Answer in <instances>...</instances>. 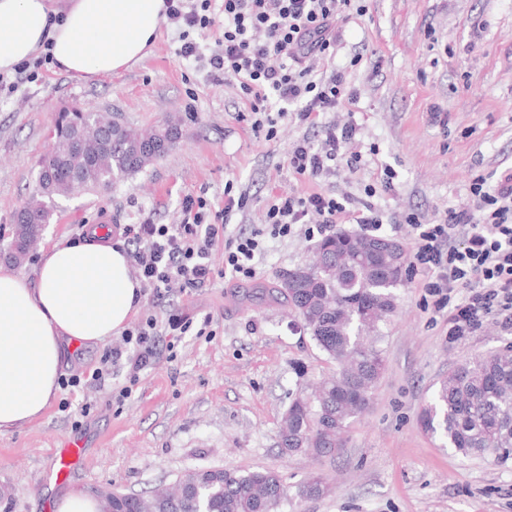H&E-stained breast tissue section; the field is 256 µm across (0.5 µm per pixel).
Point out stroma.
Masks as SVG:
<instances>
[{"label": "stroma", "mask_w": 512, "mask_h": 512, "mask_svg": "<svg viewBox=\"0 0 512 512\" xmlns=\"http://www.w3.org/2000/svg\"><path fill=\"white\" fill-rule=\"evenodd\" d=\"M364 15L339 22L341 43L319 61L316 76L342 69L359 93L355 105L321 114L316 126L278 120L274 138L251 127L249 103L232 81H213L176 54L175 31L161 24L149 54L137 65L89 80L57 67L37 81L0 95V268L34 277L37 256L9 258L14 213L31 194L51 146L58 112L79 106L107 112L137 129L179 116L182 136L162 159L105 194L77 192L55 201L38 248L84 238L100 211L112 217V236L141 219L177 224L186 196L205 195L224 206V185L250 197L233 216L231 232L261 223L273 194L323 189L362 197L377 185L381 233L411 246L413 230L448 209L469 207V183L482 173L512 172V0H360ZM355 122L348 152L362 153L356 170L340 169L312 182L288 169L291 145L320 142L323 126ZM395 173L381 191L384 168ZM316 244L304 230L266 239L251 281L215 278L205 288L144 297L138 319L165 323L179 314L212 333L160 336L155 364L130 383L125 362L113 365L104 388L60 387L43 416L0 434V512H56L73 488L101 487L146 494L183 474L210 467L267 469L296 485L312 476L329 495L284 505L282 512H512V462L494 465L456 454L418 422L439 380L460 359L512 344L495 319L456 341L448 315L428 310L421 273L398 287V306L383 327L385 365L367 412L353 420L334 456L282 454L279 432L294 398L336 365L279 300L258 298L303 264ZM131 388L119 399L123 388ZM85 451L65 482L52 474L64 441Z\"/></svg>", "instance_id": "1"}]
</instances>
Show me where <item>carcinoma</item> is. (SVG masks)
Here are the masks:
<instances>
[{
	"label": "carcinoma",
	"instance_id": "cac0c4a2",
	"mask_svg": "<svg viewBox=\"0 0 512 512\" xmlns=\"http://www.w3.org/2000/svg\"><path fill=\"white\" fill-rule=\"evenodd\" d=\"M107 119L74 107L58 113L53 149L41 163L37 186L15 214L9 258L26 260L32 245L54 216L55 199L76 189L108 191L164 157L180 137L176 119L149 133L130 126L103 130ZM367 236L339 233L320 241L321 258L283 274L267 288L283 297L316 345L339 367L311 400L298 397L288 408L280 434L285 454L332 456L343 447L351 419L366 412L384 367L378 345L381 328L396 309L395 290L404 282L402 262L365 248ZM422 428L445 438L465 458L492 464L512 459V348L459 361L438 382L419 418ZM331 488L319 476L295 490L269 470L212 467L184 474L163 494L112 492V504L99 512H280L293 499H318Z\"/></svg>",
	"mask_w": 512,
	"mask_h": 512
}]
</instances>
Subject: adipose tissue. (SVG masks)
<instances>
[{"label":"adipose tissue","instance_id":"ef3b65f1","mask_svg":"<svg viewBox=\"0 0 512 512\" xmlns=\"http://www.w3.org/2000/svg\"><path fill=\"white\" fill-rule=\"evenodd\" d=\"M163 19L164 0H0V73L46 49L71 78L109 75L146 55ZM142 298L123 242L95 232L43 251L35 280L0 269V434L43 415L65 345L108 342Z\"/></svg>","mask_w":512,"mask_h":512}]
</instances>
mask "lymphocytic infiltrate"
Wrapping results in <instances>:
<instances>
[{
	"label": "lymphocytic infiltrate",
	"mask_w": 512,
	"mask_h": 512,
	"mask_svg": "<svg viewBox=\"0 0 512 512\" xmlns=\"http://www.w3.org/2000/svg\"><path fill=\"white\" fill-rule=\"evenodd\" d=\"M352 0H166V18L179 33L177 54L197 63L215 81L236 80L249 99L252 127L274 137L277 117L294 114L299 123L315 125L320 114L340 104H355L358 92L344 71L329 77L314 75V62L333 53L339 34L336 25ZM216 26L224 36L214 44L195 40L193 33ZM358 128L349 122L324 129L320 144L302 139L288 153L289 170L302 178L318 180L339 166L355 169L361 153L346 154ZM391 178L381 186H366L354 199L327 191L304 197L287 192L272 196L263 223L250 232L235 235L227 229L234 212L247 208L249 197L224 185V206L213 210L204 196L182 202L183 220L156 224L143 220L125 225L136 274L146 290L161 295L172 289L193 290L209 286L219 269L211 255L216 244L224 246V267L236 279L255 278L256 255L265 237L285 238L305 225L307 234L324 233L347 218L368 231L383 222L373 199L378 190H389ZM473 208L451 210L432 224L421 223L417 214L403 218L414 232V268L423 273L424 286L434 311H447L448 334L457 338L477 332L486 318L497 319L512 333V173L489 184L475 175L469 184ZM467 296L453 302L455 289ZM190 321L169 315L165 324L148 318L128 329L122 346L107 351L89 376L94 385L104 384L109 368L126 360L130 380L151 367L157 358L156 334L185 335Z\"/></svg>",
	"instance_id": "f902f5d3"
}]
</instances>
